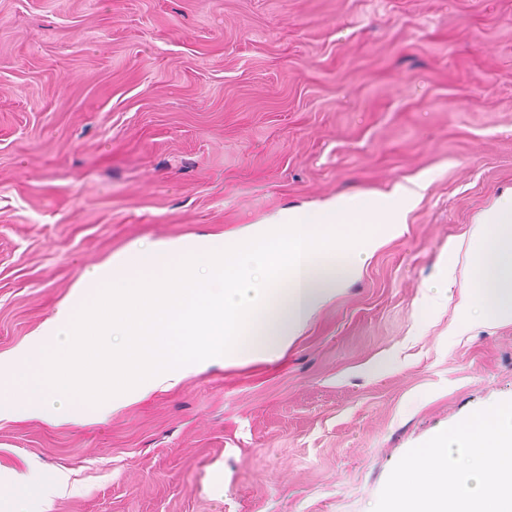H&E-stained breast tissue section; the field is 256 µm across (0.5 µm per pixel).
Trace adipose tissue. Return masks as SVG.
I'll return each instance as SVG.
<instances>
[{
	"instance_id": "obj_1",
	"label": "adipose tissue",
	"mask_w": 512,
	"mask_h": 512,
	"mask_svg": "<svg viewBox=\"0 0 512 512\" xmlns=\"http://www.w3.org/2000/svg\"><path fill=\"white\" fill-rule=\"evenodd\" d=\"M413 189L355 194L267 224L119 252L83 270L69 297L21 348L0 354V418L43 414L53 393L75 425L178 384L194 365L236 366L284 354L397 232ZM462 325L512 323V192L478 216ZM250 286L251 299L242 296Z\"/></svg>"
}]
</instances>
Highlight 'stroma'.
<instances>
[{
  "instance_id": "1",
  "label": "stroma",
  "mask_w": 512,
  "mask_h": 512,
  "mask_svg": "<svg viewBox=\"0 0 512 512\" xmlns=\"http://www.w3.org/2000/svg\"><path fill=\"white\" fill-rule=\"evenodd\" d=\"M416 181L282 357L85 426L47 398L0 420V479L41 512H373L410 449L512 399V324L448 333L462 236L512 191V0H0L2 354L110 254Z\"/></svg>"
}]
</instances>
